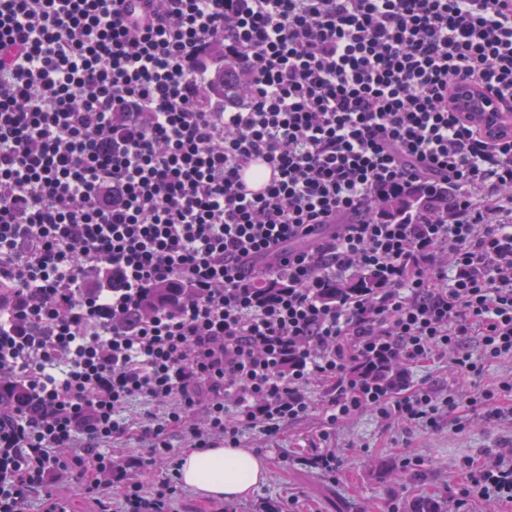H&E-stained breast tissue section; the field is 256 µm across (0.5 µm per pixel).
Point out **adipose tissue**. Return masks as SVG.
Listing matches in <instances>:
<instances>
[{
  "label": "adipose tissue",
  "mask_w": 512,
  "mask_h": 512,
  "mask_svg": "<svg viewBox=\"0 0 512 512\" xmlns=\"http://www.w3.org/2000/svg\"><path fill=\"white\" fill-rule=\"evenodd\" d=\"M182 458L183 485L208 501L247 498L268 477L265 457L253 448H188Z\"/></svg>",
  "instance_id": "1"
}]
</instances>
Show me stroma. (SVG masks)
I'll use <instances>...</instances> for the list:
<instances>
[{
  "instance_id": "1",
  "label": "stroma",
  "mask_w": 512,
  "mask_h": 512,
  "mask_svg": "<svg viewBox=\"0 0 512 512\" xmlns=\"http://www.w3.org/2000/svg\"><path fill=\"white\" fill-rule=\"evenodd\" d=\"M320 422L316 413L286 427L265 449L269 475L258 495L278 501L297 497L299 512H383L396 492L408 504L424 498L444 507L451 489L467 478L464 461L477 463L512 448V423L507 421L482 422L459 432L447 419L440 431L416 428L404 434L364 414L336 433V443L350 462L334 481L309 464L315 454L310 441ZM405 453L423 459L422 476L399 470L397 460Z\"/></svg>"
}]
</instances>
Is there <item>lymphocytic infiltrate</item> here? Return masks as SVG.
<instances>
[{
    "instance_id": "lymphocytic-infiltrate-1",
    "label": "lymphocytic infiltrate",
    "mask_w": 512,
    "mask_h": 512,
    "mask_svg": "<svg viewBox=\"0 0 512 512\" xmlns=\"http://www.w3.org/2000/svg\"><path fill=\"white\" fill-rule=\"evenodd\" d=\"M122 2L0 0V377L43 407L0 418V512H71L70 476L97 512H171L174 432L240 448L318 408L334 475L333 432L363 413L512 416V379L482 382L512 360V129L458 106L466 86L512 111V0ZM254 157L274 177L249 198ZM389 194L425 206L398 219ZM361 272L375 287H348ZM165 284L190 293L124 327ZM443 359L469 391L376 378ZM123 437L144 455L114 457ZM491 497L512 502V451L469 466L455 507Z\"/></svg>"
}]
</instances>
